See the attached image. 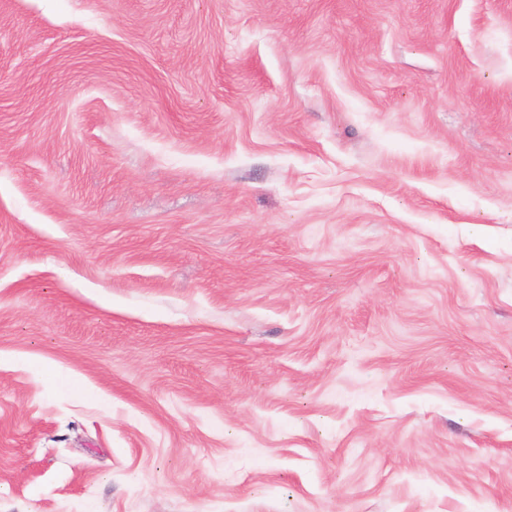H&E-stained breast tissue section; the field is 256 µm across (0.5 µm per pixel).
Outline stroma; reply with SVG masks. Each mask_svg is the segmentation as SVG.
I'll return each mask as SVG.
<instances>
[{
	"label": "stroma",
	"instance_id": "stroma-1",
	"mask_svg": "<svg viewBox=\"0 0 512 512\" xmlns=\"http://www.w3.org/2000/svg\"><path fill=\"white\" fill-rule=\"evenodd\" d=\"M0 512H512V0H0Z\"/></svg>",
	"mask_w": 512,
	"mask_h": 512
}]
</instances>
